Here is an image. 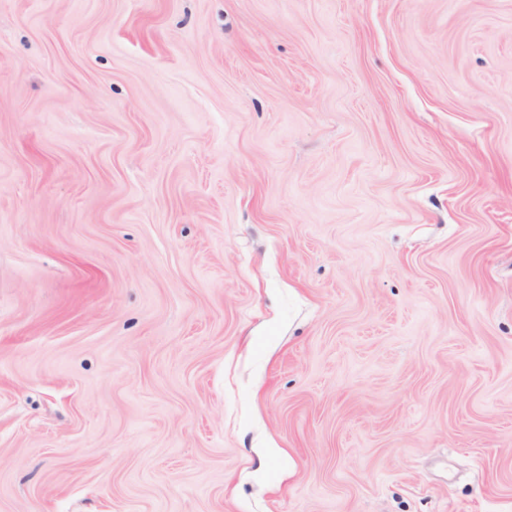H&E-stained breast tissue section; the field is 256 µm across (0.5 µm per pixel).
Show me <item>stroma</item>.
I'll use <instances>...</instances> for the list:
<instances>
[{"mask_svg":"<svg viewBox=\"0 0 512 512\" xmlns=\"http://www.w3.org/2000/svg\"><path fill=\"white\" fill-rule=\"evenodd\" d=\"M0 512H512V0H0Z\"/></svg>","mask_w":512,"mask_h":512,"instance_id":"1","label":"stroma"}]
</instances>
